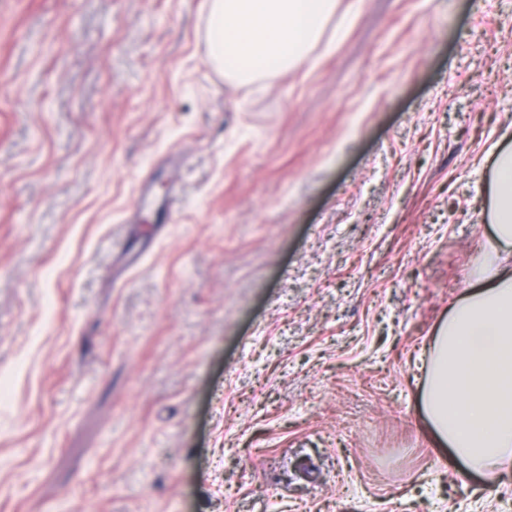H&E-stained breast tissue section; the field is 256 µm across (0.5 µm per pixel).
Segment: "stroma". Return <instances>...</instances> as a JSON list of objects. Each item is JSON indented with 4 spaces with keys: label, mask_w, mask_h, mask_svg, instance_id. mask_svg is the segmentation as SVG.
<instances>
[{
    "label": "stroma",
    "mask_w": 512,
    "mask_h": 512,
    "mask_svg": "<svg viewBox=\"0 0 512 512\" xmlns=\"http://www.w3.org/2000/svg\"><path fill=\"white\" fill-rule=\"evenodd\" d=\"M210 0H0V512H512L415 361L489 235L512 0H358L246 85Z\"/></svg>",
    "instance_id": "obj_1"
}]
</instances>
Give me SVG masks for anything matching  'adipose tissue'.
Returning <instances> with one entry per match:
<instances>
[{
    "label": "adipose tissue",
    "instance_id": "1",
    "mask_svg": "<svg viewBox=\"0 0 512 512\" xmlns=\"http://www.w3.org/2000/svg\"><path fill=\"white\" fill-rule=\"evenodd\" d=\"M340 0H210L207 47L236 84L306 63ZM487 161L492 233L426 351V431L462 479L512 476V143Z\"/></svg>",
    "mask_w": 512,
    "mask_h": 512
}]
</instances>
